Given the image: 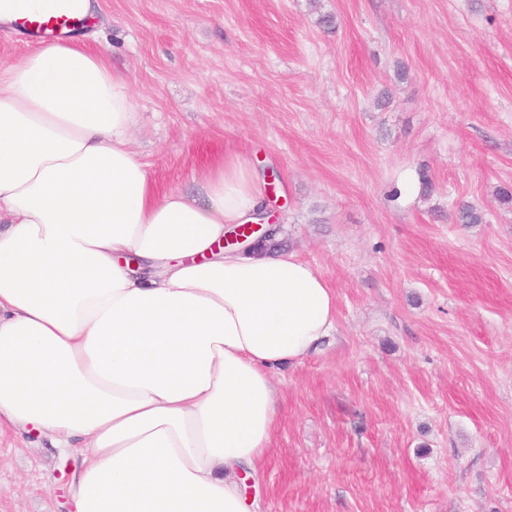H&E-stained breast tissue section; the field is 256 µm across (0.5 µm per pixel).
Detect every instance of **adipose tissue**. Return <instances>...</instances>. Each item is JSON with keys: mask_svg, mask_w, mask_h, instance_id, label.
Segmentation results:
<instances>
[{"mask_svg": "<svg viewBox=\"0 0 512 512\" xmlns=\"http://www.w3.org/2000/svg\"><path fill=\"white\" fill-rule=\"evenodd\" d=\"M98 0H0V25ZM105 49L72 34L0 68V418L80 463L73 512H258L240 487L279 414L273 377L336 325L294 253L228 252L264 204L217 149L195 194L159 192Z\"/></svg>", "mask_w": 512, "mask_h": 512, "instance_id": "ef3b65f1", "label": "adipose tissue"}]
</instances>
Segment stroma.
Instances as JSON below:
<instances>
[{
	"mask_svg": "<svg viewBox=\"0 0 512 512\" xmlns=\"http://www.w3.org/2000/svg\"><path fill=\"white\" fill-rule=\"evenodd\" d=\"M83 32L158 189L251 156L279 249L336 293L333 335L274 378L260 512H512V0H100ZM72 465L1 425L0 512H70Z\"/></svg>",
	"mask_w": 512,
	"mask_h": 512,
	"instance_id": "obj_1",
	"label": "stroma"
}]
</instances>
